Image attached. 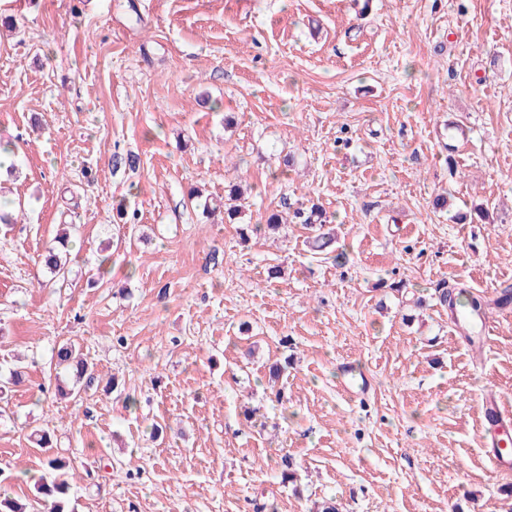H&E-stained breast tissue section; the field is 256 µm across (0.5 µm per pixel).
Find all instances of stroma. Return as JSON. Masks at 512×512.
<instances>
[{"mask_svg": "<svg viewBox=\"0 0 512 512\" xmlns=\"http://www.w3.org/2000/svg\"><path fill=\"white\" fill-rule=\"evenodd\" d=\"M5 17L0 375L20 359L26 381L0 388V489L35 497L38 427L75 512H512L479 432L484 393L512 407V317L479 365L445 300L512 288V0H0ZM234 185L257 232L189 195ZM313 206L340 260L304 225L261 228ZM65 224L60 281L38 256ZM67 340L97 376L71 398ZM347 361L367 400L343 392Z\"/></svg>", "mask_w": 512, "mask_h": 512, "instance_id": "35a3bbf8", "label": "stroma"}]
</instances>
